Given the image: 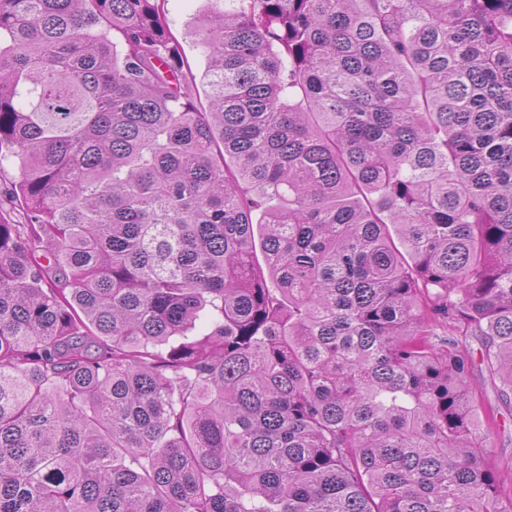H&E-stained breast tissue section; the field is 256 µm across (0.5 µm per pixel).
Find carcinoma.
Returning a JSON list of instances; mask_svg holds the SVG:
<instances>
[{
	"label": "carcinoma",
	"instance_id": "1",
	"mask_svg": "<svg viewBox=\"0 0 512 512\" xmlns=\"http://www.w3.org/2000/svg\"><path fill=\"white\" fill-rule=\"evenodd\" d=\"M166 2L0 0V512H512V0ZM201 0H169L168 21L172 33L182 45L183 51L197 76L200 87V77L206 63L194 44V39L189 34L191 23L204 6ZM504 409L505 426L501 428L504 430L492 442V447L489 448L490 455L497 461L502 470L512 471V417L509 412Z\"/></svg>",
	"mask_w": 512,
	"mask_h": 512
}]
</instances>
